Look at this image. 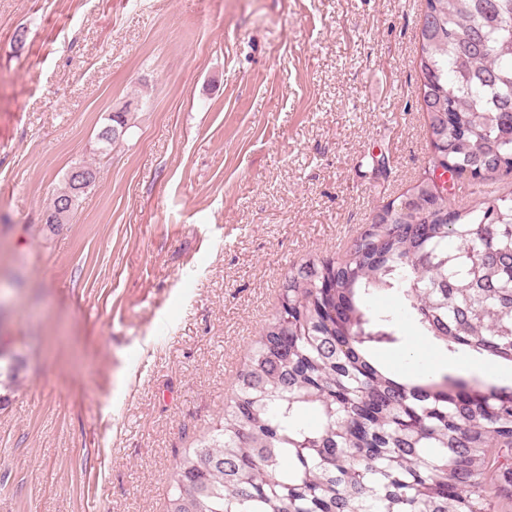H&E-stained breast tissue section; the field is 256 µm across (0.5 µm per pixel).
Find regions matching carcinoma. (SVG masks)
I'll return each instance as SVG.
<instances>
[{
  "mask_svg": "<svg viewBox=\"0 0 512 512\" xmlns=\"http://www.w3.org/2000/svg\"><path fill=\"white\" fill-rule=\"evenodd\" d=\"M416 66L428 172L345 256L290 271L238 372L224 422L179 458L167 512H487L512 498V383L397 374L399 299L423 336L512 364V197L448 210L434 181L512 175V0H426ZM128 129L114 112L100 152ZM71 176L53 200L69 217ZM317 423L305 421L307 414Z\"/></svg>",
  "mask_w": 512,
  "mask_h": 512,
  "instance_id": "obj_1",
  "label": "carcinoma"
}]
</instances>
